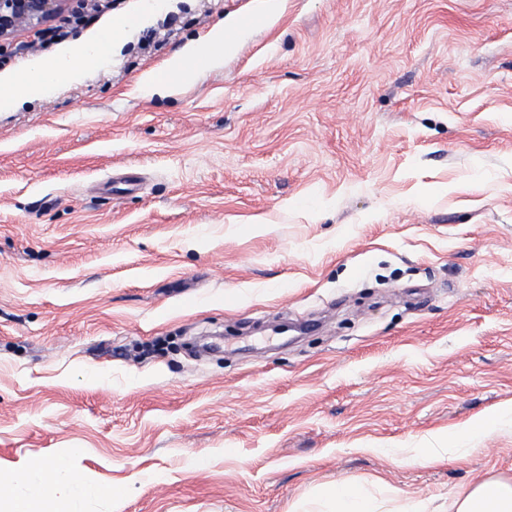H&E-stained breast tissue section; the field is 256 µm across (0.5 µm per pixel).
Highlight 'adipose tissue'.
I'll return each mask as SVG.
<instances>
[{
	"label": "adipose tissue",
	"mask_w": 512,
	"mask_h": 512,
	"mask_svg": "<svg viewBox=\"0 0 512 512\" xmlns=\"http://www.w3.org/2000/svg\"><path fill=\"white\" fill-rule=\"evenodd\" d=\"M134 22L125 15L112 16L91 30L77 52L58 51L28 61L16 71L0 73V112H9L31 99L82 81L102 69L130 39ZM245 24L217 23L204 37L175 52L156 70L144 73L138 90L145 96H165L176 87L194 83L204 73L219 68L232 52ZM32 480L25 497H16L11 479L0 476V512H54L52 491L59 469L42 461L28 466ZM455 512H512V480L482 478L464 486L453 499Z\"/></svg>",
	"instance_id": "adipose-tissue-1"
}]
</instances>
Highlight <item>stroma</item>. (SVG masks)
<instances>
[{"instance_id": "obj_1", "label": "stroma", "mask_w": 512, "mask_h": 512, "mask_svg": "<svg viewBox=\"0 0 512 512\" xmlns=\"http://www.w3.org/2000/svg\"><path fill=\"white\" fill-rule=\"evenodd\" d=\"M167 2L160 51L136 27L0 112L16 495L34 460L104 488L62 512H325L336 483L448 512L512 478V0ZM254 15L222 68L136 95Z\"/></svg>"}]
</instances>
